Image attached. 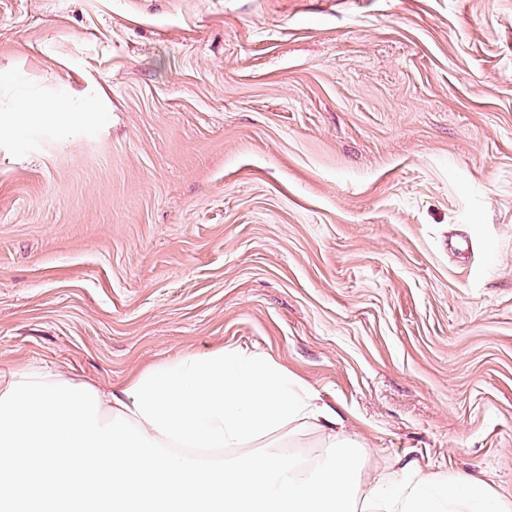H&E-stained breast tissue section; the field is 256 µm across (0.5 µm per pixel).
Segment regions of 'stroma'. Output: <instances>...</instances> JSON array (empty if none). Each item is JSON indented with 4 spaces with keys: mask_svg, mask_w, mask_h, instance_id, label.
Returning <instances> with one entry per match:
<instances>
[{
    "mask_svg": "<svg viewBox=\"0 0 512 512\" xmlns=\"http://www.w3.org/2000/svg\"><path fill=\"white\" fill-rule=\"evenodd\" d=\"M0 375L272 357L512 502V0H0ZM79 101L68 100L62 102L56 100L53 102L34 105L30 100L21 98L15 102L13 107L3 114H0V130L8 132L16 127L25 126L33 123L36 119L41 122L48 120L54 124L63 119L70 112H79L83 120L91 121L94 119L95 112H103V107L94 100L79 98Z\"/></svg>",
    "mask_w": 512,
    "mask_h": 512,
    "instance_id": "1",
    "label": "stroma"
}]
</instances>
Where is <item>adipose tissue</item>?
Listing matches in <instances>:
<instances>
[{
	"instance_id": "obj_1",
	"label": "adipose tissue",
	"mask_w": 512,
	"mask_h": 512,
	"mask_svg": "<svg viewBox=\"0 0 512 512\" xmlns=\"http://www.w3.org/2000/svg\"><path fill=\"white\" fill-rule=\"evenodd\" d=\"M90 99L0 113V130L93 120ZM323 421L325 457L251 451ZM269 356L242 348L185 353L120 388L28 369L0 382V505L34 497L64 512H512L475 478L417 470L361 481L353 438ZM238 449L232 461L224 451Z\"/></svg>"
}]
</instances>
